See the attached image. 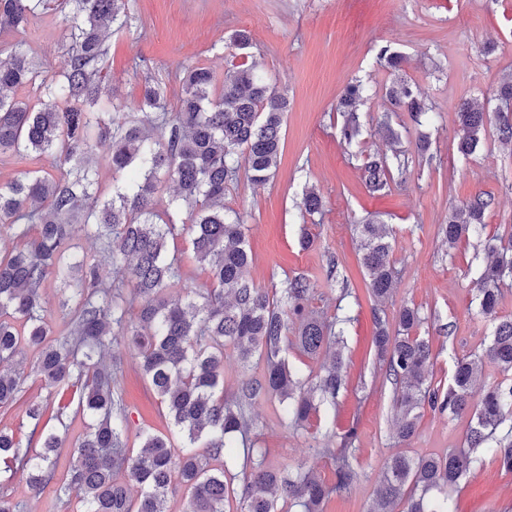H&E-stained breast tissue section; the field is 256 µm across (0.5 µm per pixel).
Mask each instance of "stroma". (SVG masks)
<instances>
[{"mask_svg": "<svg viewBox=\"0 0 512 512\" xmlns=\"http://www.w3.org/2000/svg\"><path fill=\"white\" fill-rule=\"evenodd\" d=\"M131 13L129 25L109 36L103 62L109 87L128 108H136L144 85L154 81L166 84L167 104L176 106L181 66L223 73L235 60L236 51L226 42L235 29L250 33V55L267 81L288 94L274 179L262 187L244 180L228 186L224 206L245 217L252 256L248 280L276 296L288 278L305 276L315 285L310 311L328 319L347 316L345 384L335 405L300 426L284 418L278 400L257 399L250 407L251 439L268 449L271 466L301 464L331 484L336 465L326 451L355 431L357 477L343 496L331 499L326 512H366L391 456L442 454L464 444L467 418L454 420L429 409L422 410L411 441L396 439L395 387L370 346L375 317L392 321L403 306L418 308L420 333L432 344L433 382L445 387L456 359L481 353L491 340L493 324L479 312L476 278L487 261L483 241L512 236V151L498 142L490 124L483 146L464 158L454 132L459 101L490 92L512 73V0H132ZM5 43L34 56L43 70H60L68 52L66 15L54 7L43 10ZM386 43L407 58L399 76L427 95L435 110L418 123L408 113H392L408 172L405 181L372 196L362 183L361 165L367 155L387 148L376 123L388 106L384 88L394 77L376 58L377 46ZM354 78L370 91L359 108L363 135L349 146L340 138L336 103ZM422 135L430 142L428 160L416 153ZM310 187L324 198L322 213L314 216L299 209ZM479 193L493 200L484 227L448 247L442 227L449 212ZM369 219L394 231L395 285L382 302L369 292L360 265L358 226ZM304 234L311 240L306 247L300 244ZM169 249L180 258L183 273L172 296L208 286L188 237L171 241ZM112 354L122 364L129 447L138 448L147 431L174 434L138 359L123 343L113 346ZM70 395V388H49L28 377L22 398L0 408V430L13 432L22 446L38 448L30 436L28 404L46 399L68 404ZM89 422L68 404L62 422L52 425L63 440L53 481L36 495L26 482L1 472L0 492L21 502L24 512H76L77 491L62 505L56 490ZM451 508L512 512V474L484 456L482 466L453 493Z\"/></svg>", "mask_w": 512, "mask_h": 512, "instance_id": "obj_1", "label": "stroma"}]
</instances>
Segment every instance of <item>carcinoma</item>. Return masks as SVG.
<instances>
[{
	"instance_id": "carcinoma-1",
	"label": "carcinoma",
	"mask_w": 512,
	"mask_h": 512,
	"mask_svg": "<svg viewBox=\"0 0 512 512\" xmlns=\"http://www.w3.org/2000/svg\"><path fill=\"white\" fill-rule=\"evenodd\" d=\"M71 7L70 46L66 66L52 74L41 71L28 53L0 45V156L50 157L57 174L29 171L0 184V226L20 246L0 256V363L14 360L25 344L37 351L33 372L49 385L75 388L77 409L94 422L75 448L73 465L61 487L80 493L81 512H167L176 487L187 491L185 512H278L277 500L302 512H324L332 496L347 490L356 477L348 444L323 452L336 462V481L325 483L303 466L276 469L266 464L268 450L249 439L252 422L247 407L261 397L275 398L294 422L306 421L325 404L336 401L342 385V357L334 325L312 315L306 302L314 283L303 276L287 281L272 297L251 284L243 270L251 261L245 241L244 216L224 211V191L240 177L263 186L275 175L281 151L286 91L279 90L245 62L224 71L222 79L203 66L176 75L179 106L168 111L166 90L144 86L138 111L105 89L101 63L107 55L105 33L131 19L129 0H62ZM49 0H0V31L18 30ZM377 60L391 70L402 57L389 45L377 49ZM37 85L54 102L51 108L21 100L14 90ZM367 87L360 79L344 88L336 110L343 113L340 136L348 145L360 140L363 123L357 104ZM395 112L417 119L433 104L401 79L386 88ZM497 101L496 130L500 143L512 147V73L492 91ZM457 152L474 154L486 130L484 104L465 99L458 106ZM106 140L110 151L95 162L91 141ZM112 170L111 197L99 188L100 165ZM408 159L369 156L363 162L365 186L371 193L403 178ZM175 187L168 208L158 209L162 186ZM492 199L479 194L452 209L443 232L448 247L484 223ZM185 210L189 223L176 224L170 210ZM302 212L323 209V198L308 189ZM99 241L118 282L107 285L98 264L72 252L74 223ZM361 262L373 296L393 292L392 244L384 224L361 225ZM190 237L194 259L208 273L210 285L196 291L200 301L170 296L181 281L179 258L168 255V242ZM489 260L477 278L479 308L494 322L490 344L480 356L456 362L447 389L432 386V346L418 334L417 308L404 306L398 330L390 334L375 318L374 353L395 385L393 429L407 442L416 433L421 410L429 407L450 417L470 416L463 448L417 459L405 454L388 459L367 512H393L403 500L405 512H453L444 494L482 461L486 453L512 473V382L486 390L476 388L484 361L512 371V318L497 317L500 285L512 280V239L486 241ZM77 278L76 304L69 328L59 335L49 321L43 297L47 279ZM138 306L137 314L130 313ZM300 320L288 336L289 321ZM117 332H112V328ZM131 338L140 368L181 433L175 444L164 435L147 433L136 452L124 438L127 416L121 393L112 387V365L105 364L112 343ZM290 347L304 356L320 353L330 361L303 379L282 356ZM232 349L247 365L263 361L259 378H246L237 393L224 394V351ZM26 380L23 369L0 370V407L17 402ZM68 405L34 402L27 417L40 422L57 418ZM42 450L21 446L0 430V466L20 476L35 491L54 477L61 439L40 436ZM240 473H235L236 467ZM242 477V489L234 481ZM140 488L132 496L130 483Z\"/></svg>"
}]
</instances>
